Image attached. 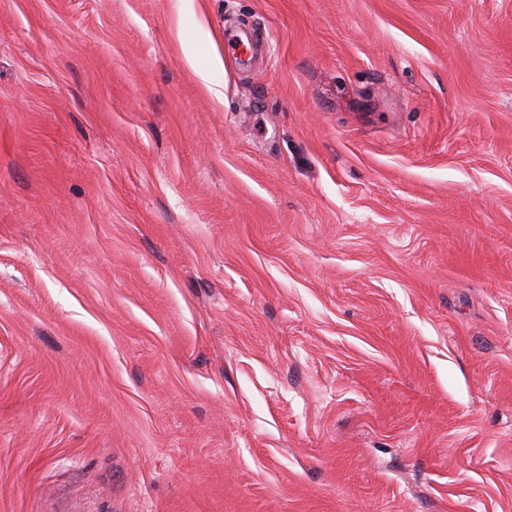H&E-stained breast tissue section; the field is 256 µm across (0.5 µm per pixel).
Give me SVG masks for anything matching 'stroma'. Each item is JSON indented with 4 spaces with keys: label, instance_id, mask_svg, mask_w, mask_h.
Segmentation results:
<instances>
[{
    "label": "stroma",
    "instance_id": "obj_1",
    "mask_svg": "<svg viewBox=\"0 0 512 512\" xmlns=\"http://www.w3.org/2000/svg\"><path fill=\"white\" fill-rule=\"evenodd\" d=\"M0 512H512V0H0Z\"/></svg>",
    "mask_w": 512,
    "mask_h": 512
}]
</instances>
